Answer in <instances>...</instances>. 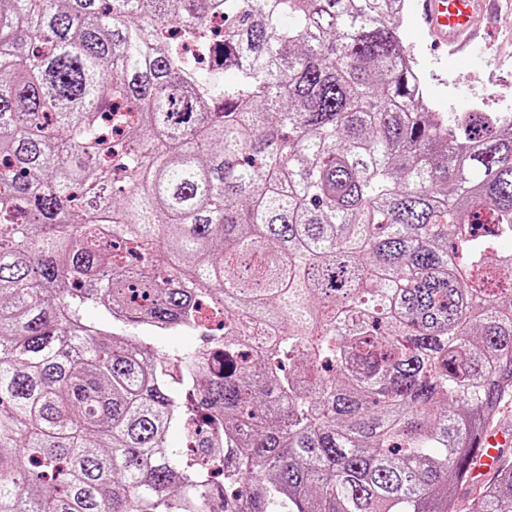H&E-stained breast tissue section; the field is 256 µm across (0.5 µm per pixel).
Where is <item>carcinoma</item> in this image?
Segmentation results:
<instances>
[{
    "mask_svg": "<svg viewBox=\"0 0 512 512\" xmlns=\"http://www.w3.org/2000/svg\"><path fill=\"white\" fill-rule=\"evenodd\" d=\"M394 2L0 0V512H453L512 119L448 133Z\"/></svg>",
    "mask_w": 512,
    "mask_h": 512,
    "instance_id": "1",
    "label": "carcinoma"
}]
</instances>
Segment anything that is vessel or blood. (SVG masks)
Returning a JSON list of instances; mask_svg holds the SVG:
<instances>
[{
  "label": "vessel or blood",
  "instance_id": "vessel-or-blood-1",
  "mask_svg": "<svg viewBox=\"0 0 512 512\" xmlns=\"http://www.w3.org/2000/svg\"><path fill=\"white\" fill-rule=\"evenodd\" d=\"M423 31L454 56L467 58L485 39L501 0H413ZM512 444V424L481 434L473 457L482 471L497 468L500 450Z\"/></svg>",
  "mask_w": 512,
  "mask_h": 512
}]
</instances>
